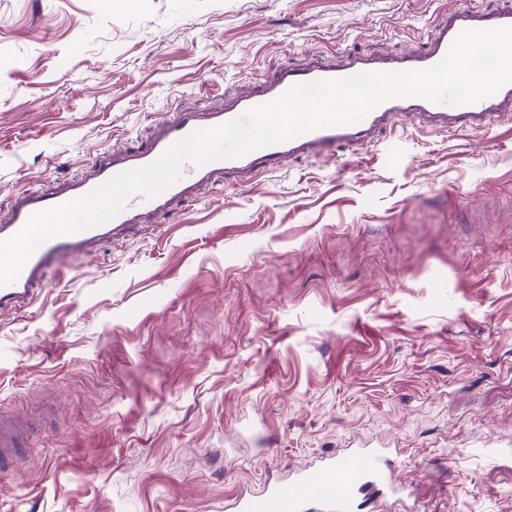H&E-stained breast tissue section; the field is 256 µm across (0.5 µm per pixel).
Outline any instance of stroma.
Wrapping results in <instances>:
<instances>
[{
    "mask_svg": "<svg viewBox=\"0 0 512 512\" xmlns=\"http://www.w3.org/2000/svg\"><path fill=\"white\" fill-rule=\"evenodd\" d=\"M477 2L0 0V199L283 67L423 48ZM51 267L0 318V416L37 427L0 512H227L359 445L378 512H512V120L403 123L227 178Z\"/></svg>",
    "mask_w": 512,
    "mask_h": 512,
    "instance_id": "1",
    "label": "stroma"
}]
</instances>
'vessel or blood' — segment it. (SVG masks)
Instances as JSON below:
<instances>
[{"mask_svg": "<svg viewBox=\"0 0 512 512\" xmlns=\"http://www.w3.org/2000/svg\"><path fill=\"white\" fill-rule=\"evenodd\" d=\"M512 26V10L488 13L476 6L457 9L427 33L422 51L379 58L354 55L339 66L313 62L301 68L279 69L262 81L250 95L225 103L211 112L183 110L163 119L149 142L136 149L113 150L87 163L82 175L60 189H29L12 195L5 203L6 216L0 220V240L16 234L35 212L55 207L84 195L112 176L156 160L169 147L199 129L216 127L242 116L247 110L271 102L291 87L317 80L341 79L361 72L410 71L430 68L444 59L455 38L469 29ZM512 113V83L474 103H434L421 97L386 101L361 120L320 128L293 139L273 143L242 156L198 166L185 164L180 179L154 198L131 196L123 211L107 223L78 233L60 236L42 244L25 264L18 278L0 287V317L33 305L40 294L47 269L64 258H79L103 243L126 237L139 221L151 213L169 212L192 202L200 187L220 178L250 179L281 169L289 159L316 156L332 148H361L376 143L379 134L404 122L420 127L460 133L486 131ZM33 433L32 427L18 426L0 417V463L22 465L21 443ZM390 482L389 462L377 449H361L344 457H331L320 467L303 472L288 484L273 485L263 492L238 497L237 512H301L306 502L319 503L323 512H363L371 497L384 494Z\"/></svg>", "mask_w": 512, "mask_h": 512, "instance_id": "1", "label": "vessel or blood"}]
</instances>
